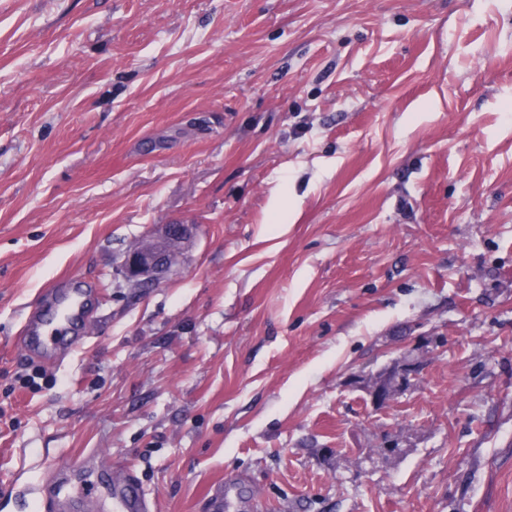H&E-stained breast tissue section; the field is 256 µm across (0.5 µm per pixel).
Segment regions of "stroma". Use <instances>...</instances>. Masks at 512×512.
Listing matches in <instances>:
<instances>
[{"mask_svg": "<svg viewBox=\"0 0 512 512\" xmlns=\"http://www.w3.org/2000/svg\"><path fill=\"white\" fill-rule=\"evenodd\" d=\"M176 222L181 272L114 276ZM65 283L91 332L48 361ZM125 479L512 512V0H0V512ZM86 296L79 291H75L62 299L55 301L49 311L54 310L51 317L47 318L39 316L38 312H33L28 320L30 326V334L27 336L26 348L31 352H53L58 343L64 339L76 341L85 337L89 332V327L86 331V323L83 321V312L87 304ZM61 308L64 311L62 316L52 317V315L59 311ZM63 322V329L61 334L57 335L55 332L46 334V327L55 323L57 318ZM415 373V364L408 362L400 370L385 374L372 390L373 404L383 406L398 393L407 389Z\"/></svg>", "mask_w": 512, "mask_h": 512, "instance_id": "obj_1", "label": "stroma"}]
</instances>
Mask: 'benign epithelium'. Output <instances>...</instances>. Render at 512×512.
Segmentation results:
<instances>
[{
	"label": "benign epithelium",
	"instance_id": "obj_1",
	"mask_svg": "<svg viewBox=\"0 0 512 512\" xmlns=\"http://www.w3.org/2000/svg\"><path fill=\"white\" fill-rule=\"evenodd\" d=\"M193 238L191 224H158L139 245L123 254L118 270L128 283L153 288L177 271ZM414 373L415 364L408 362L400 370L382 376L372 390L373 404L383 406L406 390Z\"/></svg>",
	"mask_w": 512,
	"mask_h": 512
}]
</instances>
